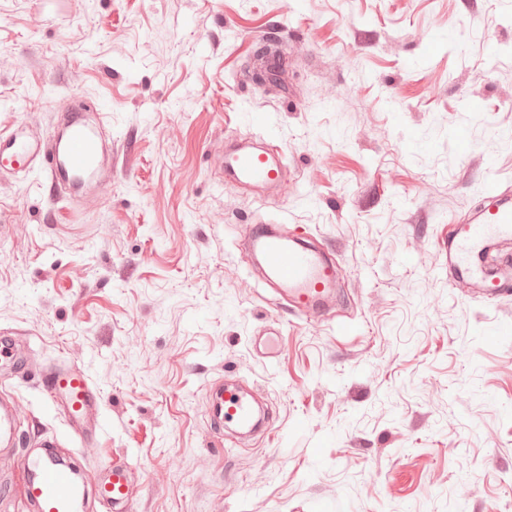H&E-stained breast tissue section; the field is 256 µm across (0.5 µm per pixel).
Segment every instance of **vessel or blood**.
Instances as JSON below:
<instances>
[{
    "label": "vessel or blood",
    "instance_id": "b4317fda",
    "mask_svg": "<svg viewBox=\"0 0 512 512\" xmlns=\"http://www.w3.org/2000/svg\"><path fill=\"white\" fill-rule=\"evenodd\" d=\"M105 152L100 120L86 114H69L65 132L49 141L32 140L22 129L0 132V174L13 175L39 168L50 193L68 183L102 172ZM224 173L240 184L270 185L280 180L282 168L270 151L238 147L224 155ZM512 239V192H498L463 220L448 228V269L454 278L472 282L485 299L512 296V261L489 271L485 258L500 242ZM268 270L284 294L288 315L306 318L323 311L324 292L336 281V264L319 249L292 238L269 234L253 238ZM28 333L11 329L0 333V368L17 376H34L47 406L63 417L80 445H91L101 425L104 399L89 374L66 363L30 371L19 357ZM19 402L0 403V444L24 446L14 478L0 482V499L18 496L33 512H86V483L73 467L51 454L57 437L34 430L28 439L18 434ZM212 418L219 425L251 427V401L234 390L216 389ZM137 493L128 466L113 463L97 476L95 495L107 512H129Z\"/></svg>",
    "mask_w": 512,
    "mask_h": 512
}]
</instances>
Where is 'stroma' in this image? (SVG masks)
<instances>
[{
    "mask_svg": "<svg viewBox=\"0 0 512 512\" xmlns=\"http://www.w3.org/2000/svg\"><path fill=\"white\" fill-rule=\"evenodd\" d=\"M75 104L109 184L0 177V326L105 400L62 456L128 464L131 512H512V297L448 275L449 224L512 188V0H0V130ZM244 139L277 186L227 183ZM266 225L333 248L324 315L279 308ZM227 382L267 433L214 428Z\"/></svg>",
    "mask_w": 512,
    "mask_h": 512,
    "instance_id": "35a3bbf8",
    "label": "stroma"
}]
</instances>
